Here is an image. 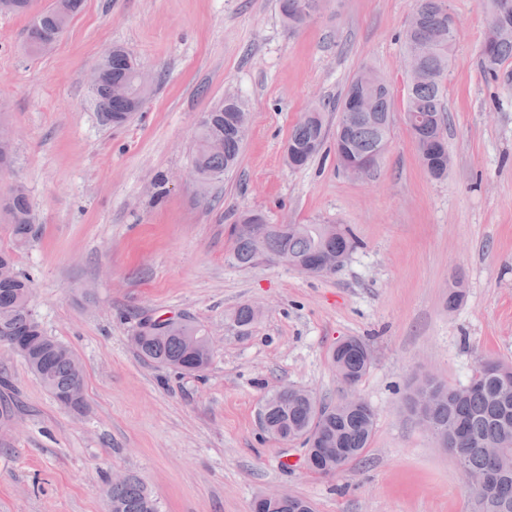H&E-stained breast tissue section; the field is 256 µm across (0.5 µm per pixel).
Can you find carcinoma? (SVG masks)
<instances>
[{
  "mask_svg": "<svg viewBox=\"0 0 512 512\" xmlns=\"http://www.w3.org/2000/svg\"><path fill=\"white\" fill-rule=\"evenodd\" d=\"M300 0H278L283 26L290 32L302 28L308 18L299 15L295 4ZM83 0H53L40 8L37 0H0V13H15L30 18L29 25L40 28L56 40L66 30L62 18H72L82 8ZM488 20L481 48V66L489 76L512 60V0H486ZM457 29L452 27L448 0H416L414 12L404 30V52L417 56L424 75L407 82L405 115L413 118L406 126L416 144L421 164L434 177L448 173L451 160L446 146L444 79L451 62ZM114 46L98 63L103 82L92 90L98 110L104 114L135 109L116 102L108 93L113 82L128 84L133 97L139 89L132 80L135 62ZM371 68L363 67L349 82L336 103V162L343 166L345 156L360 158L378 153L390 140L393 128L391 89H380L366 81ZM248 112L247 104L234 94L207 112L198 125L196 149L192 158L195 178L204 195L213 184L238 163L244 137L235 131L236 118ZM326 124L319 107L307 113L292 128L288 144L295 150L298 167L305 166L317 152L313 143L324 144ZM259 219L251 212L240 213L229 225L232 259L239 266L259 264L258 251L273 260L288 254L297 265L317 264L326 249L350 253L356 241L346 228L327 239L322 224H267L261 232L251 228ZM0 224L7 227L12 248L0 249V263L13 273L0 278V344L8 346L24 361L28 370L52 397L67 393L75 405L87 409L82 363L67 344L46 333L31 314L30 278L16 270L13 248L26 245L33 236V215L26 190L13 186L0 195ZM240 333L256 320L252 306L238 307L231 316ZM348 344L336 345L331 360L336 373L359 382L368 371L372 354L368 345L355 337ZM131 342L138 356L149 363L171 367L185 373H199L210 364L212 348L203 328L186 319H169L163 324L149 319L139 323ZM493 364L512 372V365L495 359L479 363L468 384L451 388L431 381L415 389L409 398L411 413L421 410L430 415L447 445L462 449L467 467L480 473L496 469L502 480L512 486V380L492 373L485 365ZM266 431L281 441L300 440L306 447V463L311 471L321 473L322 465L313 453L315 448L345 449L344 465L359 460L370 445L375 425L373 408L336 407L318 400L308 391L292 385L270 392L261 406ZM470 494L483 499V512H512V497L502 499L486 489L472 488ZM106 495L110 512H160L157 500L144 482L134 476L119 485L108 484ZM310 504L295 497L276 503L265 512H306Z\"/></svg>",
  "mask_w": 512,
  "mask_h": 512,
  "instance_id": "carcinoma-1",
  "label": "carcinoma"
}]
</instances>
